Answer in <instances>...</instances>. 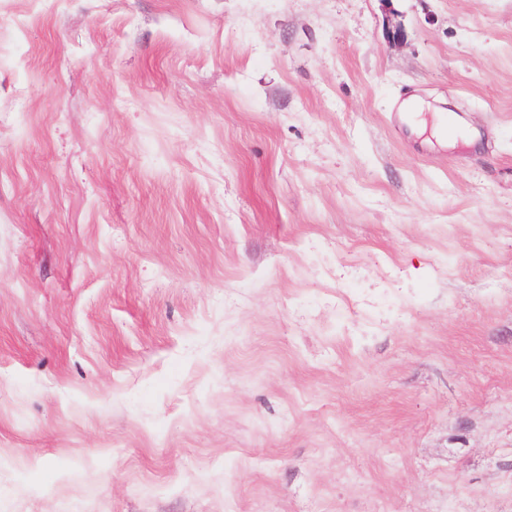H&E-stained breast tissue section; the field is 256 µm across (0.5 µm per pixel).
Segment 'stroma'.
Masks as SVG:
<instances>
[{
  "label": "stroma",
  "mask_w": 512,
  "mask_h": 512,
  "mask_svg": "<svg viewBox=\"0 0 512 512\" xmlns=\"http://www.w3.org/2000/svg\"><path fill=\"white\" fill-rule=\"evenodd\" d=\"M0 38V512H512V0Z\"/></svg>",
  "instance_id": "stroma-1"
}]
</instances>
